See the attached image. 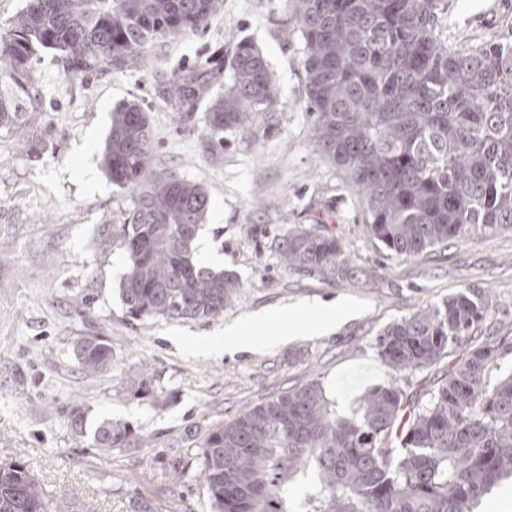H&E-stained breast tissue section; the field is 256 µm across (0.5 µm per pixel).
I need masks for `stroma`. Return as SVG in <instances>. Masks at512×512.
<instances>
[{"label":"stroma","instance_id":"35a3bbf8","mask_svg":"<svg viewBox=\"0 0 512 512\" xmlns=\"http://www.w3.org/2000/svg\"><path fill=\"white\" fill-rule=\"evenodd\" d=\"M443 38L470 47L512 36V0H439ZM286 0H224L197 32L153 45L139 70L65 76L53 51L37 50L28 92L0 83L19 125L0 126V461L25 465L59 512H213L195 479L205 432L266 399L318 380L339 413L382 384L372 339L391 322L466 288L492 297L488 321L470 342L410 377L416 392L438 385L470 343L497 344L491 377L512 372V230L474 233L423 256L390 255L369 237L366 216L335 167L310 142L304 43ZM250 40L276 88L279 125L259 143L228 135L213 153L203 138L206 104L175 119L164 106L172 75L210 69ZM150 113L155 163L201 184L209 197L201 230L221 271L242 288L207 320L129 317L119 293L124 258L103 246L122 223L127 192L102 166L117 107ZM323 225L358 270L328 282L284 267L276 249L288 229ZM342 301L355 314L322 335L285 340L267 324L263 343L234 354L218 341L227 325L273 309L306 310ZM112 347V365L94 376L73 348L88 337ZM150 374L151 390L134 387ZM80 405L89 427L126 423L138 444L111 453L75 438L67 410Z\"/></svg>","mask_w":512,"mask_h":512}]
</instances>
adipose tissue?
<instances>
[{
  "instance_id": "adipose-tissue-1",
  "label": "adipose tissue",
  "mask_w": 512,
  "mask_h": 512,
  "mask_svg": "<svg viewBox=\"0 0 512 512\" xmlns=\"http://www.w3.org/2000/svg\"><path fill=\"white\" fill-rule=\"evenodd\" d=\"M320 318L315 324L305 323L299 312L293 311L289 314H282L279 311H268L254 316L249 326L242 325H229L224 329L223 347L226 351L235 352L248 348L258 347L260 341L258 333L261 327L272 321H279L282 318H289L290 325L288 327L289 337H297L304 335L309 331H325L335 326L336 322L345 319L353 314L354 308L352 305L340 302L331 301L323 302L318 306Z\"/></svg>"
}]
</instances>
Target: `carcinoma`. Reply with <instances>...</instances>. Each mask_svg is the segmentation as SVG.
<instances>
[{"label":"carcinoma","instance_id":"obj_1","mask_svg":"<svg viewBox=\"0 0 512 512\" xmlns=\"http://www.w3.org/2000/svg\"><path fill=\"white\" fill-rule=\"evenodd\" d=\"M304 41L311 142L358 196L367 232L391 254L414 258L476 231L512 229V40L453 48L437 34V0H287ZM223 0H29L0 35V82L22 92L38 47L57 53L64 74L137 69L155 43L201 29ZM224 95L205 120L210 151L224 135L254 141L279 123L266 61L247 39L224 60ZM214 70L178 74L167 99L192 112L208 98ZM260 124L253 123L256 113ZM149 113L112 112L103 165L131 197L105 244L122 253L120 293L133 319H210L242 285L193 257L208 206L205 189L153 164ZM290 269L325 281L353 277L341 240L317 224L277 245ZM492 299L466 288L384 327L372 345L387 380L358 412H336L319 381L290 389L206 433L196 478L215 512H473L512 477V373L492 383L498 346H473L441 386L414 398L401 375L420 372L490 316ZM79 369L112 365L100 339L76 344ZM79 439L109 453L136 437L123 423ZM0 512H54L26 466L0 462Z\"/></svg>","mask_w":512,"mask_h":512}]
</instances>
